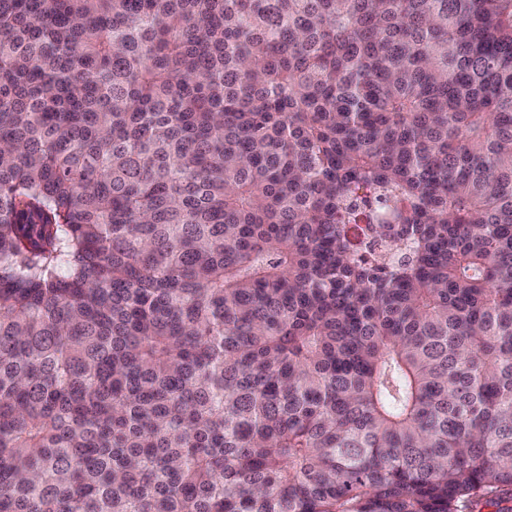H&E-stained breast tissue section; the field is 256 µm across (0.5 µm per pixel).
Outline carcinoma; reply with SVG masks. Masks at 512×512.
I'll return each mask as SVG.
<instances>
[{"instance_id": "obj_1", "label": "carcinoma", "mask_w": 512, "mask_h": 512, "mask_svg": "<svg viewBox=\"0 0 512 512\" xmlns=\"http://www.w3.org/2000/svg\"><path fill=\"white\" fill-rule=\"evenodd\" d=\"M512 494V0H0V512Z\"/></svg>"}]
</instances>
